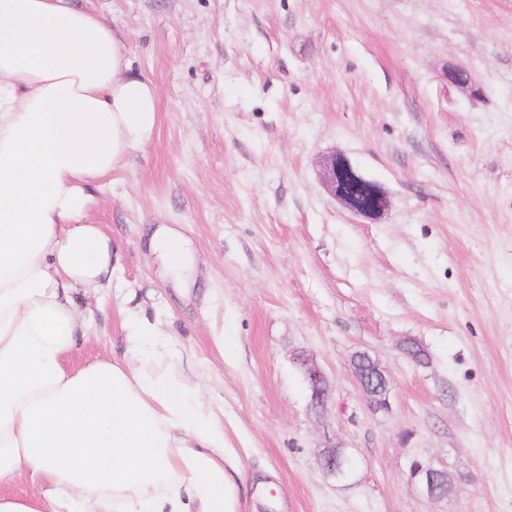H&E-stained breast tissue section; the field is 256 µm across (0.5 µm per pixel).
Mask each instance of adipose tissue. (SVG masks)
<instances>
[{"instance_id":"1","label":"adipose tissue","mask_w":512,"mask_h":512,"mask_svg":"<svg viewBox=\"0 0 512 512\" xmlns=\"http://www.w3.org/2000/svg\"><path fill=\"white\" fill-rule=\"evenodd\" d=\"M158 106L96 12L0 0V512H238L240 464L202 377L159 356V323L130 314L124 360L67 364L87 335L73 292L112 284L92 187L150 139ZM149 247L190 280L181 234L159 227Z\"/></svg>"}]
</instances>
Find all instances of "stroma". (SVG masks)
<instances>
[{
    "mask_svg": "<svg viewBox=\"0 0 512 512\" xmlns=\"http://www.w3.org/2000/svg\"><path fill=\"white\" fill-rule=\"evenodd\" d=\"M78 2L127 34L159 116L88 214L118 261L111 288L74 294L88 336L70 365L122 356L129 312L161 322L224 411L239 512H512V0ZM332 153L385 190L382 216L328 193ZM161 226L189 243L190 285L145 246ZM358 349L390 412L369 409ZM330 438L349 482L321 469ZM415 455L466 479L427 500ZM367 362L357 363L359 357L353 352L350 358L352 372L359 383L362 392L374 412H390V382L385 370L378 360H374L368 353L364 352ZM309 390L310 405L314 410H323L329 400V390L322 370L307 357L297 358Z\"/></svg>",
    "mask_w": 512,
    "mask_h": 512,
    "instance_id": "stroma-1",
    "label": "stroma"
}]
</instances>
